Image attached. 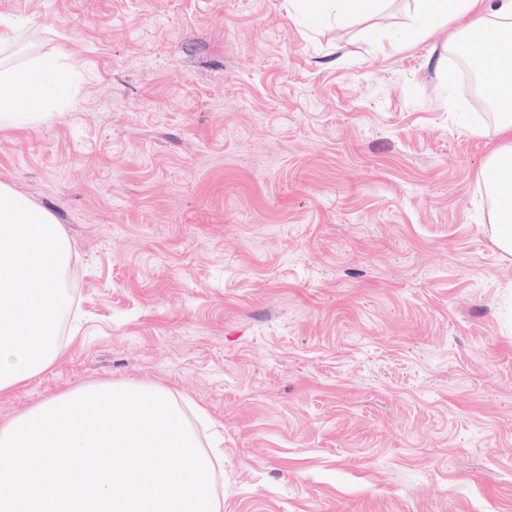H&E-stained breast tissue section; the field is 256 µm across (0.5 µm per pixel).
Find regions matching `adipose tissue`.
I'll use <instances>...</instances> for the list:
<instances>
[{"mask_svg": "<svg viewBox=\"0 0 512 512\" xmlns=\"http://www.w3.org/2000/svg\"><path fill=\"white\" fill-rule=\"evenodd\" d=\"M384 0H291L292 9L314 20L332 15L369 16L378 12ZM421 24L415 28L424 37L453 23L457 36L451 48L470 56L473 66L498 103L503 114L495 132L500 146L490 155L480 172V180L492 202L490 222L494 242L502 251L512 253V85L504 83L499 68L474 56L471 41L484 37L492 29L512 32V0H418ZM69 69L51 57L37 59L19 68L0 69V123L21 127L40 116L50 98L66 88Z\"/></svg>", "mask_w": 512, "mask_h": 512, "instance_id": "adipose-tissue-1", "label": "adipose tissue"}]
</instances>
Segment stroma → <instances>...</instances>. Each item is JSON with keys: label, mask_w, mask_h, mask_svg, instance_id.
Masks as SVG:
<instances>
[{"label": "stroma", "mask_w": 512, "mask_h": 512, "mask_svg": "<svg viewBox=\"0 0 512 512\" xmlns=\"http://www.w3.org/2000/svg\"><path fill=\"white\" fill-rule=\"evenodd\" d=\"M289 2L0 0L1 63L75 72L0 126V183L64 228L78 283L0 424L145 383L219 438L221 512H512V255L456 27L399 45L415 0ZM291 7L318 21L334 14L336 18L369 16L378 12L385 0H292Z\"/></svg>", "instance_id": "1"}]
</instances>
